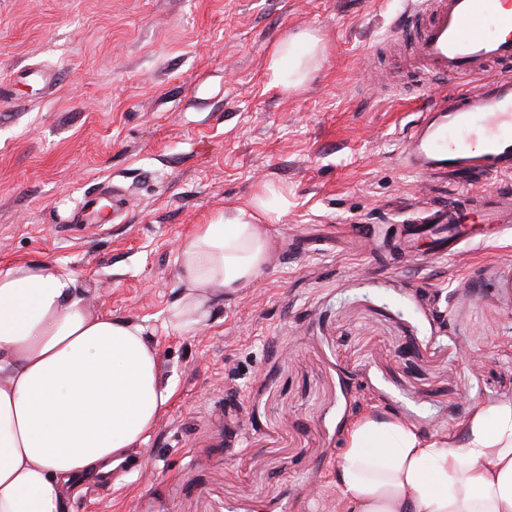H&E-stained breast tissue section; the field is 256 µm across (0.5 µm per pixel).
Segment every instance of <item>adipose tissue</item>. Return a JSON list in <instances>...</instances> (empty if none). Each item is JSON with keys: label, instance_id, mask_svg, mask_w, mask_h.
<instances>
[{"label": "adipose tissue", "instance_id": "1", "mask_svg": "<svg viewBox=\"0 0 512 512\" xmlns=\"http://www.w3.org/2000/svg\"><path fill=\"white\" fill-rule=\"evenodd\" d=\"M324 52L315 34L287 37L270 55L271 84L302 86ZM287 210L266 184L185 236L176 326L197 329L213 304L253 286L268 228ZM169 397L144 329L91 311L70 272L38 261L0 269V512H68L74 476L145 443ZM334 483L336 512H512V405L477 409L458 435L362 415Z\"/></svg>", "mask_w": 512, "mask_h": 512}]
</instances>
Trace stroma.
I'll return each mask as SVG.
<instances>
[{
  "instance_id": "1",
  "label": "stroma",
  "mask_w": 512,
  "mask_h": 512,
  "mask_svg": "<svg viewBox=\"0 0 512 512\" xmlns=\"http://www.w3.org/2000/svg\"><path fill=\"white\" fill-rule=\"evenodd\" d=\"M405 8L0 0V269L71 272L93 310L144 328L171 391L140 469L74 483L73 512H335L355 418L452 432L512 405V232L441 260L425 240L395 258L356 234L468 189L512 192L400 165L407 126L458 89L398 72ZM300 30L324 59L303 86H270L272 51ZM102 182L125 209L82 223ZM265 183L290 201L266 271L206 326H173L181 240Z\"/></svg>"
}]
</instances>
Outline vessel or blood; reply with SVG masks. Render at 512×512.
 Wrapping results in <instances>:
<instances>
[{"instance_id":"vessel-or-blood-1","label":"vessel or blood","mask_w":512,"mask_h":512,"mask_svg":"<svg viewBox=\"0 0 512 512\" xmlns=\"http://www.w3.org/2000/svg\"><path fill=\"white\" fill-rule=\"evenodd\" d=\"M398 34L413 35L423 73L463 81L456 94L429 104L408 131L399 159L431 176H512V0H410ZM478 214L482 225L469 222ZM512 224V202L460 193L423 206L404 232L434 236L435 255L449 259L487 230Z\"/></svg>"}]
</instances>
